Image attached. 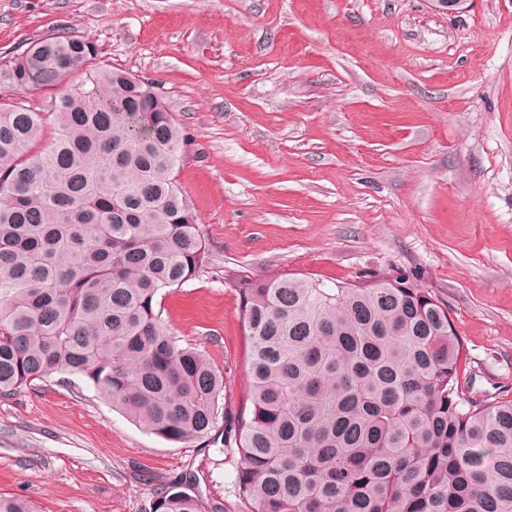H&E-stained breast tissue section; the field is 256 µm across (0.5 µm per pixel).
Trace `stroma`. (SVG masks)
<instances>
[{"instance_id": "35a3bbf8", "label": "stroma", "mask_w": 512, "mask_h": 512, "mask_svg": "<svg viewBox=\"0 0 512 512\" xmlns=\"http://www.w3.org/2000/svg\"><path fill=\"white\" fill-rule=\"evenodd\" d=\"M59 34L153 82L189 138L210 266L157 300L223 372L224 419L171 442L53 374L0 398V495L151 512L178 482L247 512L224 445L249 406L244 278L409 276L448 309L465 397L512 399V0H0V57Z\"/></svg>"}]
</instances>
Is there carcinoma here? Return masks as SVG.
Wrapping results in <instances>:
<instances>
[{
	"label": "carcinoma",
	"instance_id": "obj_1",
	"mask_svg": "<svg viewBox=\"0 0 512 512\" xmlns=\"http://www.w3.org/2000/svg\"><path fill=\"white\" fill-rule=\"evenodd\" d=\"M18 87L57 94L36 112ZM187 145L156 88L87 39L0 58L1 398L69 372L168 441L219 426L224 373L157 309L208 264L177 182ZM238 291L250 410L224 442L248 512H512V399L461 401L463 344L426 289L279 276ZM0 512L36 509L0 495ZM153 512L202 505L172 485Z\"/></svg>",
	"mask_w": 512,
	"mask_h": 512
}]
</instances>
